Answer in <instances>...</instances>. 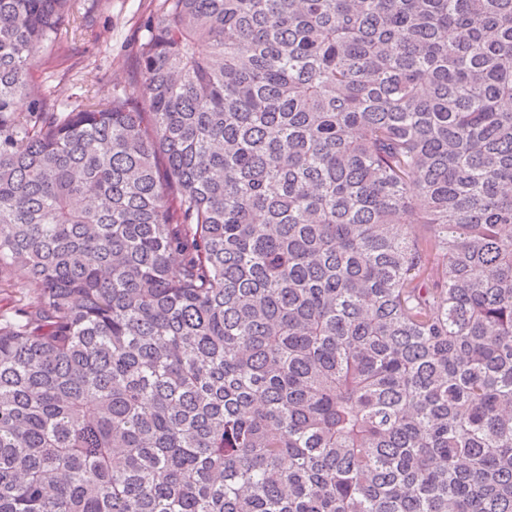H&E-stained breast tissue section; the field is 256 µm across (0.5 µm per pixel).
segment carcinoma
<instances>
[{"mask_svg":"<svg viewBox=\"0 0 512 512\" xmlns=\"http://www.w3.org/2000/svg\"><path fill=\"white\" fill-rule=\"evenodd\" d=\"M154 2L0 0V512H512V0ZM153 8L151 0H77L71 25L81 28L63 64L56 75L47 73V52L39 48L30 61L34 76L51 92L73 98L86 89L112 84L134 92L142 22Z\"/></svg>","mask_w":512,"mask_h":512,"instance_id":"carcinoma-1","label":"carcinoma"}]
</instances>
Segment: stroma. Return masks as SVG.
I'll use <instances>...</instances> for the list:
<instances>
[{
	"mask_svg": "<svg viewBox=\"0 0 512 512\" xmlns=\"http://www.w3.org/2000/svg\"><path fill=\"white\" fill-rule=\"evenodd\" d=\"M151 0H77L74 19L78 27L63 64L48 73L47 53L37 49L31 70L52 92L80 96L89 88L119 85L134 92L138 81L137 47L142 22Z\"/></svg>",
	"mask_w": 512,
	"mask_h": 512,
	"instance_id": "obj_1",
	"label": "stroma"
}]
</instances>
